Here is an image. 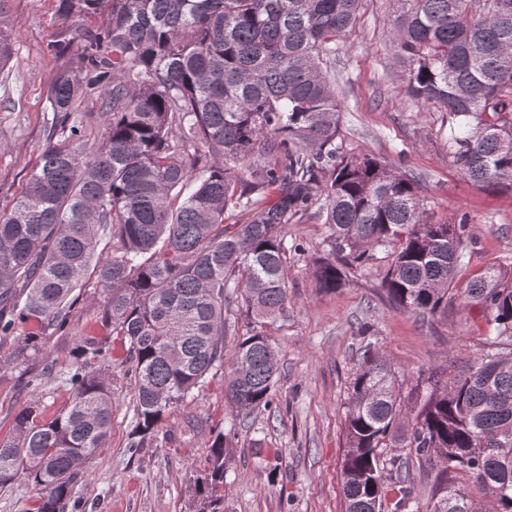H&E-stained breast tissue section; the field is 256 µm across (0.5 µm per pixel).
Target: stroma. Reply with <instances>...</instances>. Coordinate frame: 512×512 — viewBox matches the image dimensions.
<instances>
[{"label": "stroma", "instance_id": "35a3bbf8", "mask_svg": "<svg viewBox=\"0 0 512 512\" xmlns=\"http://www.w3.org/2000/svg\"><path fill=\"white\" fill-rule=\"evenodd\" d=\"M55 0H0L13 55L0 71V208L24 191L47 141L53 113L48 91L58 62L51 49L68 36ZM401 0H363L334 66L344 110L337 145L415 175L431 222L469 220L470 242L458 286L484 268L512 264V193L468 182L448 158V115L407 92L406 71L391 29ZM329 231L305 216L285 229L288 309L264 332L277 356L278 390L270 407H231L215 376L173 405L148 446L129 450L135 424L134 374L121 346L112 350V432L76 485L72 512H196L194 481L207 465L213 433L230 431L223 512H342L344 415L356 364L373 344L397 374L401 393L417 379L447 378L467 360L512 357V341L492 345L481 305L450 302L435 314L406 313L381 286L385 254L351 270L344 288L322 291L312 262L327 257ZM70 309V331L22 350L23 331L0 338V439L31 399L43 419L66 409L71 393L46 359L70 362L74 339L93 333L103 299L94 277L82 279ZM41 376L39 391L27 386Z\"/></svg>", "mask_w": 512, "mask_h": 512}]
</instances>
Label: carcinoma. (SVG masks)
<instances>
[{"label": "carcinoma", "instance_id": "carcinoma-1", "mask_svg": "<svg viewBox=\"0 0 512 512\" xmlns=\"http://www.w3.org/2000/svg\"><path fill=\"white\" fill-rule=\"evenodd\" d=\"M362 0H56L72 34L52 45L59 71L49 141L25 190L0 210V335L24 343L70 325L69 298L92 272L98 330L61 369L70 406L44 423L33 400L0 440V488L28 474L36 512H67L74 485L112 430L104 368L112 343L136 381L128 448L229 363L225 395L267 407L278 379L263 331L288 309L284 228L315 215L333 258L313 262L320 288L385 252L382 285L405 312L433 314L457 296L490 311L512 339V269L489 267L456 288L469 224L430 223L418 181L378 159L342 156V104L324 67ZM392 29L411 97L448 112V157L466 178L512 192V0H402ZM100 17L96 26L87 19ZM103 89L105 134L85 152L76 103ZM275 190L267 202L269 190ZM235 212L242 224L225 223ZM118 243L96 256L99 231ZM239 293L249 327L224 346V307ZM397 376L365 349L346 406L345 512H419L410 469L388 448L435 461L429 512H475L470 487L512 512V359H475L415 389L402 414ZM227 435L196 479L199 512H221Z\"/></svg>", "mask_w": 512, "mask_h": 512}]
</instances>
